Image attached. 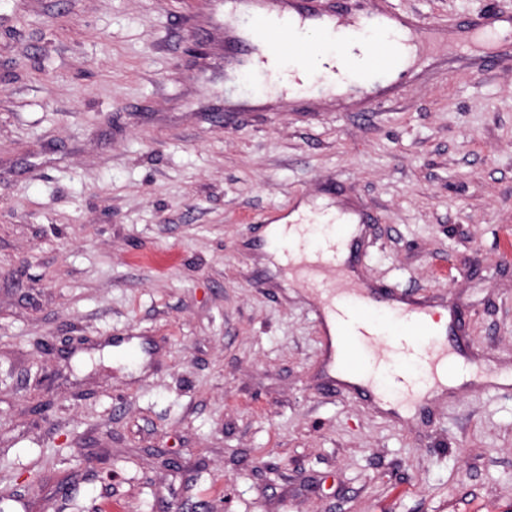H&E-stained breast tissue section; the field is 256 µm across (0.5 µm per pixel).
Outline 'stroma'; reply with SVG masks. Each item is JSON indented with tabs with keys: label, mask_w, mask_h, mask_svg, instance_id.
<instances>
[{
	"label": "stroma",
	"mask_w": 512,
	"mask_h": 512,
	"mask_svg": "<svg viewBox=\"0 0 512 512\" xmlns=\"http://www.w3.org/2000/svg\"><path fill=\"white\" fill-rule=\"evenodd\" d=\"M512 0H323L451 29ZM219 0H0V512H512V62L261 97ZM342 198L361 274L454 308L426 414L326 382L271 223Z\"/></svg>",
	"instance_id": "obj_1"
}]
</instances>
